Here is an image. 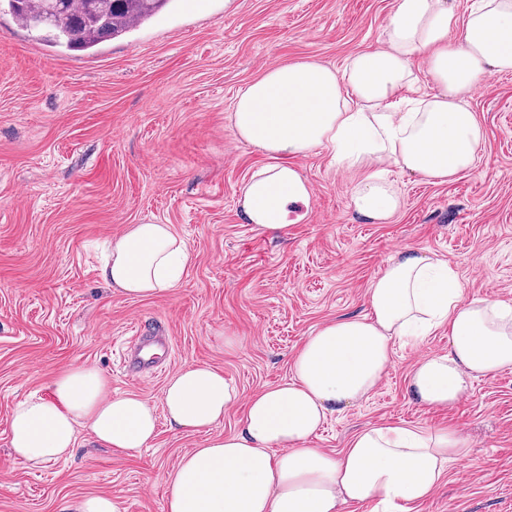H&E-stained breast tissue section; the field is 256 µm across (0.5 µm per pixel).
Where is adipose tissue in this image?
<instances>
[{"mask_svg":"<svg viewBox=\"0 0 512 512\" xmlns=\"http://www.w3.org/2000/svg\"><path fill=\"white\" fill-rule=\"evenodd\" d=\"M425 65L432 94L408 99ZM512 70V0H475L458 18L448 0H396L381 47L343 70L315 61L273 66L233 104L236 136L271 156L242 188L248 220L288 232L287 205L308 197L294 159L331 147L336 161L364 170L355 211L371 223L397 211L393 164L444 182L472 167L482 129L465 104L486 76ZM190 259L168 224H133L113 240L101 267L123 297H151L178 285ZM369 313L322 326L293 360L294 376L248 401L237 434L206 438L166 477L167 512H342L347 504H417L464 460L467 438L454 427L378 425L357 433L341 455L307 447L330 413L367 398L392 362L393 346L448 329V351L413 366L407 386L421 405L453 408L474 378L512 367V306L464 299L456 273L439 259L406 250L390 258L367 291ZM238 399L223 373L189 364L164 390L167 419L204 431ZM96 447L126 452L153 441L157 416L146 400L112 393L98 369L60 374L47 398L17 403L9 444L41 466L68 457L77 426Z\"/></svg>","mask_w":512,"mask_h":512,"instance_id":"ef3b65f1","label":"adipose tissue"}]
</instances>
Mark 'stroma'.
<instances>
[{
	"instance_id": "1",
	"label": "stroma",
	"mask_w": 512,
	"mask_h": 512,
	"mask_svg": "<svg viewBox=\"0 0 512 512\" xmlns=\"http://www.w3.org/2000/svg\"><path fill=\"white\" fill-rule=\"evenodd\" d=\"M395 0H170L148 23L92 54L58 52L0 9V512H68L88 496L122 512H166L167 472L206 434L159 417L148 448L114 453L79 429L70 457L34 467L12 454L9 419L49 395L65 370H101L113 391L160 405L175 372L204 363L239 399L212 434L238 432L250 397L292 376L308 336L367 311L366 290L406 248L446 261L464 299L512 304V72L466 100L484 132L473 170L446 182L389 169L400 206L371 224L352 206L363 173L320 147L294 165L311 196L283 238L257 232L241 189L272 159L240 141V89L273 65L342 70L377 47ZM171 225L190 251L176 288L126 298L100 276L129 225ZM163 332L162 372L131 375L133 330ZM448 330L393 346L368 398L330 416L309 445L336 455L360 429L449 425L470 440L436 492L408 512H512V367L473 381L452 409L414 401L407 377L446 353Z\"/></svg>"
}]
</instances>
